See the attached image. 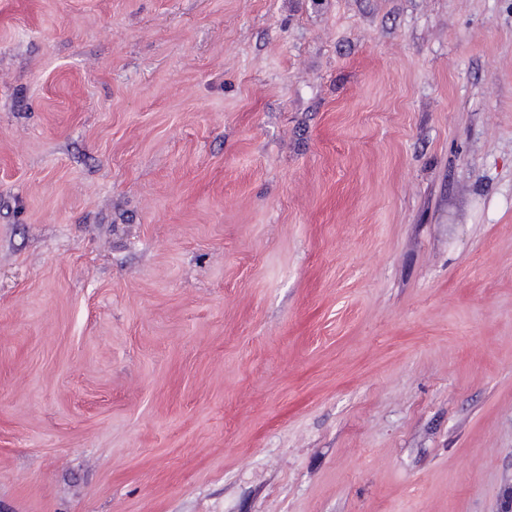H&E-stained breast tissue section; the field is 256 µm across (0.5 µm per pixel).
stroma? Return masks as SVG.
I'll return each instance as SVG.
<instances>
[{"instance_id":"obj_1","label":"stroma","mask_w":512,"mask_h":512,"mask_svg":"<svg viewBox=\"0 0 512 512\" xmlns=\"http://www.w3.org/2000/svg\"><path fill=\"white\" fill-rule=\"evenodd\" d=\"M0 512H512V0H0Z\"/></svg>"}]
</instances>
